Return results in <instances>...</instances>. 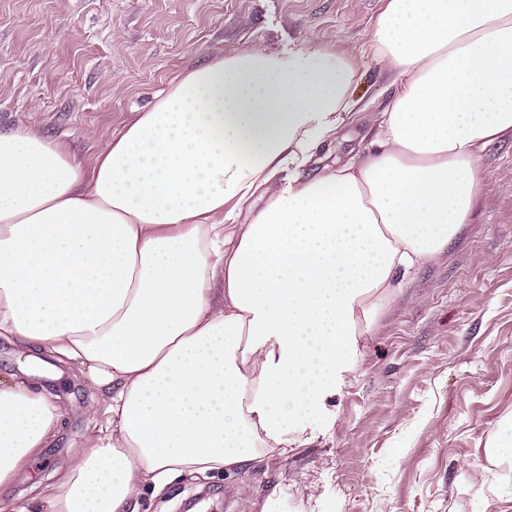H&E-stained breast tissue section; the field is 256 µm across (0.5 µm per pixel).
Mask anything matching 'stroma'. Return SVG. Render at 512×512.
I'll return each instance as SVG.
<instances>
[{"label": "stroma", "mask_w": 512, "mask_h": 512, "mask_svg": "<svg viewBox=\"0 0 512 512\" xmlns=\"http://www.w3.org/2000/svg\"><path fill=\"white\" fill-rule=\"evenodd\" d=\"M382 0H0V132L27 128L86 160L185 69L249 48L328 45L359 57ZM395 75L365 63L357 107L316 150L314 177L367 150ZM484 185L448 251L382 303L355 372L285 456L185 475L139 512H512V139L483 155ZM66 398L36 482L103 420L76 369L0 339V378Z\"/></svg>", "instance_id": "stroma-1"}]
</instances>
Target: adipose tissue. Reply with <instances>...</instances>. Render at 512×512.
<instances>
[{"label":"adipose tissue","mask_w":512,"mask_h":512,"mask_svg":"<svg viewBox=\"0 0 512 512\" xmlns=\"http://www.w3.org/2000/svg\"><path fill=\"white\" fill-rule=\"evenodd\" d=\"M365 58L399 80L370 147L306 177ZM507 136L512 0H384L358 61L252 48L190 68L87 162L0 134V337L76 368L106 416L24 499L65 411L0 381V512H138L141 487L287 455L381 303L469 222Z\"/></svg>","instance_id":"obj_1"}]
</instances>
